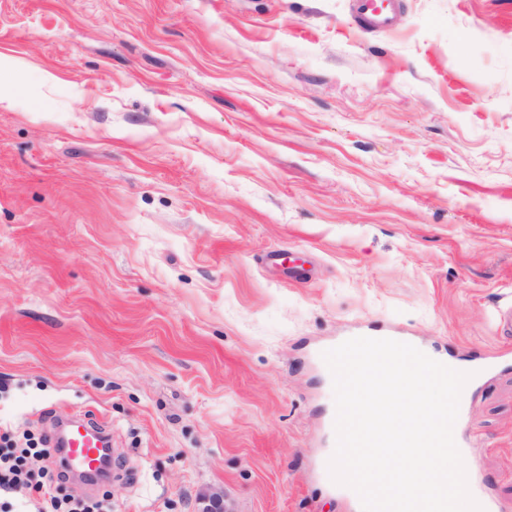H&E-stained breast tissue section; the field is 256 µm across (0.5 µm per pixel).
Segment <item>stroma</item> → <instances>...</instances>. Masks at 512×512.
Returning <instances> with one entry per match:
<instances>
[{"instance_id":"obj_1","label":"stroma","mask_w":512,"mask_h":512,"mask_svg":"<svg viewBox=\"0 0 512 512\" xmlns=\"http://www.w3.org/2000/svg\"><path fill=\"white\" fill-rule=\"evenodd\" d=\"M0 0V426L112 429L106 512H345L318 346L496 359L512 505V0ZM358 5V12L366 22L381 28L389 29L394 22V16L388 12H382L380 8L375 7L374 0H355ZM335 416H336V409H335V404H333L331 413H330V420H329V428L333 432V442H332V447H331L332 451L328 454L327 460L320 465L321 476H322V479L331 488H334V489L338 488L347 498H349L357 507H359L362 510L361 502H360L358 495L352 489H350L346 486L335 484L331 480L330 475H329L328 460L334 453L335 446H336V434H335V428H334Z\"/></svg>"}]
</instances>
